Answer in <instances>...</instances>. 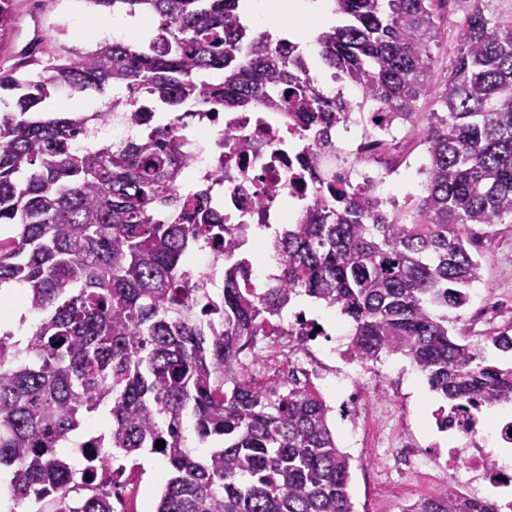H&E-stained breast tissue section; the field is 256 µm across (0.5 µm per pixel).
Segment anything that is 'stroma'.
Masks as SVG:
<instances>
[{
    "label": "stroma",
    "mask_w": 512,
    "mask_h": 512,
    "mask_svg": "<svg viewBox=\"0 0 512 512\" xmlns=\"http://www.w3.org/2000/svg\"><path fill=\"white\" fill-rule=\"evenodd\" d=\"M469 5L470 0H449L434 15L438 36L430 44V56L439 74H446L454 62ZM13 8L12 36L0 45V70L5 71L22 67L30 56L46 65L72 50L93 49L95 40L83 39L82 30L125 16L121 10H100L90 0H14ZM35 36L40 37L41 45L33 55H26L24 46ZM436 109L433 99L420 101L413 120L396 129L395 140L384 153L392 171L394 202L408 224L419 221L415 203L422 177L417 167L425 159L424 133ZM479 232L478 283L498 307L493 317L484 318L478 313V301L469 300L463 308L449 311L448 330L487 361L507 366L512 364V355L494 348L489 338L512 327V218L480 227ZM358 388L360 418L375 419L377 435L363 446H353L349 422L335 414L330 417L338 445L352 457L349 492L355 512H406L419 498L452 486V479L444 478L441 466L433 460L435 448L448 445L447 434L438 431L435 420V412L445 400L430 390L425 376L415 371L409 359L395 354L366 363ZM404 437L411 438L419 451L418 459L407 469L394 462V449ZM170 476L160 455L140 451L125 457L117 477L124 493L115 512H155Z\"/></svg>",
    "instance_id": "obj_1"
}]
</instances>
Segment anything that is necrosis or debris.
Returning a JSON list of instances; mask_svg holds the SVG:
<instances>
[{
	"instance_id": "obj_1",
	"label": "necrosis or debris",
	"mask_w": 512,
	"mask_h": 512,
	"mask_svg": "<svg viewBox=\"0 0 512 512\" xmlns=\"http://www.w3.org/2000/svg\"><path fill=\"white\" fill-rule=\"evenodd\" d=\"M344 130L351 136L346 153L355 163L342 169V176L388 199L390 172L379 159L377 139L370 137L356 115ZM176 133L187 162L172 201L179 204L193 193L206 192L210 214L232 232L234 255L252 251L255 229L289 223L291 213H302L307 206L313 182L300 158L309 142L299 130L285 125L282 113L263 106L247 112L192 111L185 113ZM316 325V320L301 312L282 314L279 333L296 353L275 369L272 383L281 387L320 378L321 389L336 391L342 398L341 412L351 416L355 395L349 394L344 382L317 370ZM484 429L480 418L456 419L449 429L455 444L447 451L445 465L453 473L466 475L467 494H476L486 485L511 494L512 458L493 456L485 445L491 438L498 447H511L512 426L497 420L489 438Z\"/></svg>"
}]
</instances>
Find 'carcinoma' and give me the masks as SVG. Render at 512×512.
Here are the masks:
<instances>
[{
  "label": "carcinoma",
  "instance_id": "obj_1",
  "mask_svg": "<svg viewBox=\"0 0 512 512\" xmlns=\"http://www.w3.org/2000/svg\"><path fill=\"white\" fill-rule=\"evenodd\" d=\"M88 2L146 14L155 34L140 47L105 41L31 74L0 72V93L13 98L0 108V224L15 226L0 238V285H27L39 315L24 350L0 335V465L11 467L15 500L35 512H114L111 493L76 484L101 470L103 454L75 469L58 453L103 406L112 428L93 447L167 461L156 512H355L331 407L304 386H257L240 368L241 351L270 335L301 293L352 323L357 360L406 356L450 404L436 413L439 428L450 413L512 402V366L455 341L446 314L478 279L472 226L512 215V24L472 0L463 49L437 79L429 45L442 0H334L344 20L317 44L334 76L360 90L352 101L303 77L298 44L248 36L240 0ZM12 27L10 0H0V44ZM213 71L224 80L211 81ZM117 86L126 97L91 115L47 106L53 91ZM144 95L173 118L187 104L239 112L260 102L320 148L334 146L353 112L404 123L431 96L442 112L424 136L425 223H401L372 189L326 175L308 154L316 192L272 243L278 281L257 297L241 287L248 261L232 260L215 296L193 284L190 251L203 237L224 244L228 229L211 221L201 193L168 207L185 161L171 132L153 124L125 145L70 148L90 120L119 105L141 111ZM190 432L215 446L195 453ZM407 512L499 508L444 487Z\"/></svg>",
  "mask_w": 512,
  "mask_h": 512
}]
</instances>
